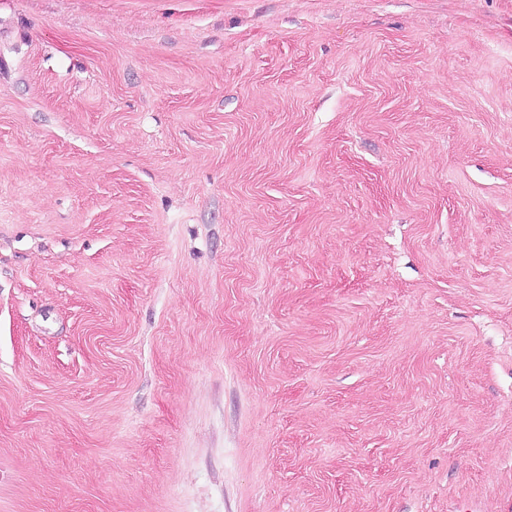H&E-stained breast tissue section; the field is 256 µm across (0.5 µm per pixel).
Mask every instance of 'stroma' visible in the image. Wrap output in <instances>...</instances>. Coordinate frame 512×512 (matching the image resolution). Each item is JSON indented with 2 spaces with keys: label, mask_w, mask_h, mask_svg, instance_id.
<instances>
[{
  "label": "stroma",
  "mask_w": 512,
  "mask_h": 512,
  "mask_svg": "<svg viewBox=\"0 0 512 512\" xmlns=\"http://www.w3.org/2000/svg\"><path fill=\"white\" fill-rule=\"evenodd\" d=\"M0 512H512V0H0Z\"/></svg>",
  "instance_id": "obj_1"
}]
</instances>
